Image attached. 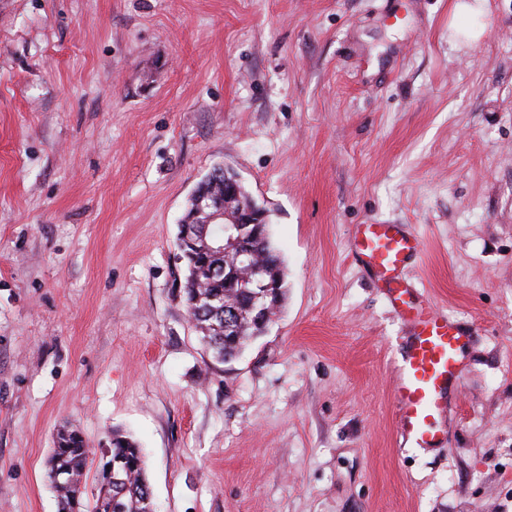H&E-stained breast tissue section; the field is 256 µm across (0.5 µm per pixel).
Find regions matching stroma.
<instances>
[{"label":"stroma","instance_id":"1","mask_svg":"<svg viewBox=\"0 0 512 512\" xmlns=\"http://www.w3.org/2000/svg\"><path fill=\"white\" fill-rule=\"evenodd\" d=\"M0 0V512H58L60 428L143 448L159 512H512V0ZM270 213L284 306L236 359L177 288L191 195ZM359 224L473 325L442 446H400L407 329Z\"/></svg>","mask_w":512,"mask_h":512}]
</instances>
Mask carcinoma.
I'll list each match as a JSON object with an SVG mask.
<instances>
[{"label": "carcinoma", "mask_w": 512, "mask_h": 512, "mask_svg": "<svg viewBox=\"0 0 512 512\" xmlns=\"http://www.w3.org/2000/svg\"><path fill=\"white\" fill-rule=\"evenodd\" d=\"M185 219L197 223L201 237L208 238L211 233L221 231L217 224H202L203 217L196 215L192 205ZM180 292L186 313L200 334V341L214 358L232 360L254 338L255 327L248 311L240 312L227 335L224 334V317L212 313L211 306L215 299L229 306L237 303L236 295L225 294L224 283L208 279L199 283L186 280ZM91 454L87 441L79 432L66 427L59 431L48 459V474L58 471L68 474L64 484L53 486L59 512H156L143 450L132 438L118 431L112 433L109 454L112 460H122L123 474L119 481L110 486L97 487L93 502H85L86 467Z\"/></svg>", "instance_id": "carcinoma-1"}]
</instances>
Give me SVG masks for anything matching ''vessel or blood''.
Listing matches in <instances>:
<instances>
[{
  "label": "vessel or blood",
  "instance_id": "obj_1",
  "mask_svg": "<svg viewBox=\"0 0 512 512\" xmlns=\"http://www.w3.org/2000/svg\"><path fill=\"white\" fill-rule=\"evenodd\" d=\"M355 259L387 290L400 319L410 327L393 377L398 436L419 448L439 447L456 392L464 380V353L471 328L417 302L403 277L423 242L402 224H360L351 237Z\"/></svg>",
  "mask_w": 512,
  "mask_h": 512
}]
</instances>
